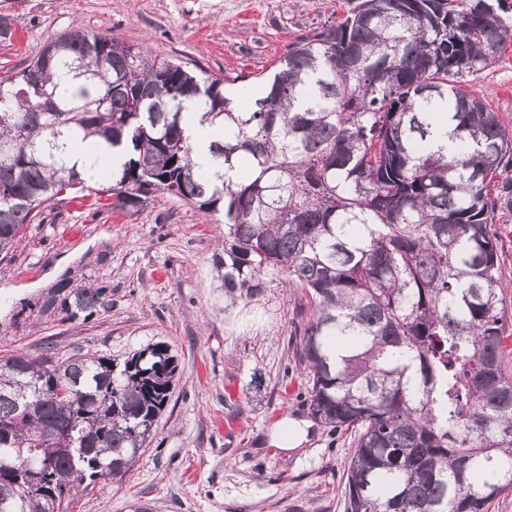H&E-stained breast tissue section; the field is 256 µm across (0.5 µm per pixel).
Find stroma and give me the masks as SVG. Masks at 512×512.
Segmentation results:
<instances>
[{
  "mask_svg": "<svg viewBox=\"0 0 512 512\" xmlns=\"http://www.w3.org/2000/svg\"><path fill=\"white\" fill-rule=\"evenodd\" d=\"M349 0H0V76L72 30L117 35L260 86L299 37L335 24ZM512 132V62L467 76ZM494 227L503 296L512 309V168L502 171ZM223 212L155 194L136 213L61 200L23 225L0 253V356L91 352L125 356L164 342L177 357L172 397L124 476L80 492L72 512H345L354 433L313 422L296 337L308 296L270 277L263 295L226 306L215 256ZM102 286L103 307L67 320L50 308L65 290Z\"/></svg>",
  "mask_w": 512,
  "mask_h": 512,
  "instance_id": "stroma-1",
  "label": "stroma"
}]
</instances>
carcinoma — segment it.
<instances>
[{"label":"carcinoma","mask_w":512,"mask_h":512,"mask_svg":"<svg viewBox=\"0 0 512 512\" xmlns=\"http://www.w3.org/2000/svg\"><path fill=\"white\" fill-rule=\"evenodd\" d=\"M505 12L504 0H358L291 44L240 112L227 76L115 36L52 38L0 78V253L47 203L93 193L74 147L121 149L112 211L156 191L224 211L215 268L229 305L259 298L274 273L311 298L298 342L310 415L355 431L346 512H487L512 491L491 201L512 135L463 77L512 44ZM59 75L76 82L67 97ZM443 110L451 155L432 147ZM227 118L211 171L198 169L185 127ZM105 295L78 288L59 308L89 317ZM177 370L163 343L121 362L50 346L0 356V512H62L84 484L125 474Z\"/></svg>","instance_id":"cac0c4a2"}]
</instances>
